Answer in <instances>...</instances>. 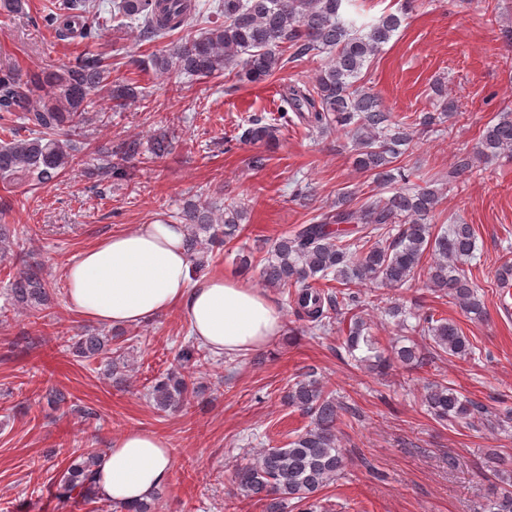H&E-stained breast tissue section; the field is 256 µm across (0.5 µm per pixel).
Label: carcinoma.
I'll return each instance as SVG.
<instances>
[{
    "label": "carcinoma",
    "mask_w": 512,
    "mask_h": 512,
    "mask_svg": "<svg viewBox=\"0 0 512 512\" xmlns=\"http://www.w3.org/2000/svg\"><path fill=\"white\" fill-rule=\"evenodd\" d=\"M349 0H218L212 12L224 22L204 35L173 47L170 53L155 55L154 67L171 68L193 76L221 77L231 71L239 82H257L283 67V49L293 57L327 54V60L310 83L289 86L281 97L280 118L288 113L299 117L312 131H348L355 141L356 167L370 174L386 195L350 208L351 195L342 196L330 210L297 226L276 242L273 254L260 269L269 288L290 289L298 319L326 332L335 319L350 315L344 338L347 352L378 373L399 362L418 367L424 354L414 344L394 348L393 354L378 350L379 341L369 335L367 323L355 311L361 297L357 285L381 281L401 287L413 277L422 259L430 257V287L439 291L468 314L481 317L484 305L473 288L470 271L464 267L475 248L471 225L459 222L440 233L432 231L429 218L442 202V193L428 183H410V171L398 164L402 147L418 132L437 125V116L458 112L456 101L448 97V87L433 86L436 112H426L413 121H396L378 95L358 84L370 58L402 24V17L387 14L368 32L348 13ZM95 8L94 0H67L68 20L49 16L45 23L59 35L73 32L71 19L83 17ZM112 16L138 24L144 37L156 40L179 29L200 13L196 0H116ZM110 64L99 57H84L55 71L34 72L26 78L11 71L0 73V112L16 113L32 137L10 132L0 142V178L19 183L34 177L40 183L52 181L68 170L96 162L98 173L124 176L123 168L112 163L118 156L125 162L155 163L172 151V142L162 136L155 140L150 155L142 156L140 143L130 140L115 149L75 141L77 129L87 122L86 114L95 104V93L107 90L113 109L121 110L145 96L132 84L109 86ZM44 87L53 90L47 100L33 98ZM277 127L255 120L243 130L239 140L260 144L271 150L276 145ZM512 154V109L501 111L497 121L484 129L476 147L462 148L456 155L454 177L472 173L480 161ZM181 219L188 225L186 245L194 260V270L208 264L205 242L224 236L231 239L240 230L244 209L235 202L224 205V214L200 200L187 203ZM334 281L341 289L328 293L323 283ZM12 297L18 306L39 309L48 300L47 281L39 264H28L12 282ZM421 337L434 351L465 358L475 346L454 323L432 312L418 317ZM76 351L87 360L112 353L106 336H82ZM180 362L193 370L209 364L210 352L191 342L178 352ZM198 393L192 376L168 373L152 382L149 396L161 410L175 409ZM288 405L312 419V426L283 447L265 448L252 464L236 473V496L254 502L262 512H285L288 507L310 512L309 501L344 469L338 448L336 425L343 407L333 393L316 378L310 368L286 395ZM426 411L436 420L468 424L481 413L477 402L443 383L427 387L423 398ZM101 449L91 448L63 474L58 497L69 501L95 498L94 469ZM486 512H512V491L504 490L488 505Z\"/></svg>",
    "instance_id": "cac0c4a2"
}]
</instances>
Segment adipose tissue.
Instances as JSON below:
<instances>
[{
	"label": "adipose tissue",
	"mask_w": 512,
	"mask_h": 512,
	"mask_svg": "<svg viewBox=\"0 0 512 512\" xmlns=\"http://www.w3.org/2000/svg\"><path fill=\"white\" fill-rule=\"evenodd\" d=\"M180 224H144L83 250L68 266L66 303L104 326H134L180 310L188 334L215 355L264 347L284 321L269 296L221 274H193ZM173 453L158 433L130 429L104 448L94 475L98 496L110 502L151 500L170 480Z\"/></svg>",
	"instance_id": "obj_1"
}]
</instances>
